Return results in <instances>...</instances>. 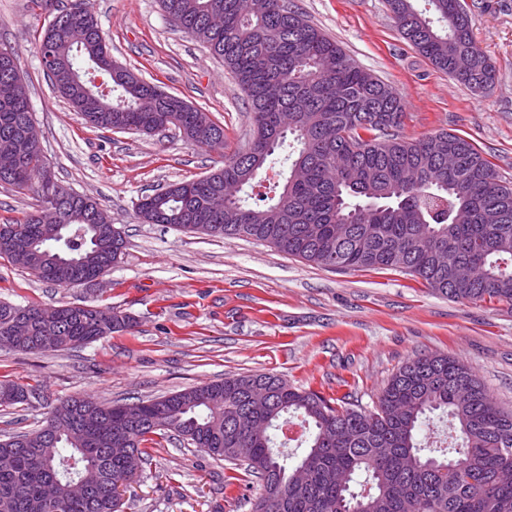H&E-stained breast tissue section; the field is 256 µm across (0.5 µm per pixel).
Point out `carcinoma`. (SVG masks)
Listing matches in <instances>:
<instances>
[{
  "mask_svg": "<svg viewBox=\"0 0 512 512\" xmlns=\"http://www.w3.org/2000/svg\"><path fill=\"white\" fill-rule=\"evenodd\" d=\"M168 19L204 44L235 76L250 104L253 138L224 158L209 178L167 184L136 203L138 219L184 233L246 237L279 252L334 270H396L458 302L512 306V184L502 181L470 140L439 132L420 139L398 133L401 98L358 65L288 0H159ZM386 0L401 36L438 70L453 75L456 59H471V79L493 83L495 70L476 44L462 0ZM60 32L45 30L39 49L58 55L66 70L58 87L92 90V127H145L180 105L183 140L200 149L224 139L194 124L197 109L143 80L94 83L98 63L112 59L106 38L91 24L89 0L57 10ZM16 56L0 57V153L32 117L30 102L14 96ZM284 153L288 175L279 194L255 201L224 198V180L253 186ZM43 150L28 147L0 166V185L34 195L31 212L0 224V256L11 257L1 231L33 240L24 269L36 279L70 288L50 271L108 272L126 247L118 228L89 215L63 226L66 210L95 209L62 196L44 206L39 176ZM35 305L0 302V337L26 326L28 354L67 351L133 327L130 316H97L98 306L65 304L52 323L27 318ZM26 392L0 383V407ZM119 404L72 396L53 407L39 429L0 439V455L16 458L0 472V512H119L118 481L142 471L154 436L172 433L256 478L251 512H512V410L486 391L462 360L416 354L388 379L373 407L292 386L272 373L226 376L164 396L128 402L130 417L112 435H97L86 420H117ZM440 411L456 430L449 446L419 439L427 415ZM312 426L295 465L277 448V432L296 417Z\"/></svg>",
  "mask_w": 512,
  "mask_h": 512,
  "instance_id": "cac0c4a2",
  "label": "carcinoma"
}]
</instances>
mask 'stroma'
Wrapping results in <instances>:
<instances>
[{"mask_svg":"<svg viewBox=\"0 0 512 512\" xmlns=\"http://www.w3.org/2000/svg\"><path fill=\"white\" fill-rule=\"evenodd\" d=\"M465 2L474 39L496 68L483 95L404 40L386 0H292L357 64L397 89L405 105L401 134L462 135L512 182V0ZM91 3L113 58L223 126L224 151L187 145L174 130L90 127L41 67L35 35L51 14L32 10L29 0H0V43L18 55L58 182L97 200L127 239L120 262L90 288L39 282L0 257V301L95 303L136 320L132 332L66 352L0 347V383L28 391L24 402L0 407V436L38 428L50 405L77 393L113 402L259 371L368 406L405 360L424 352L463 360L512 409V306L455 302L400 272L325 269L246 238L140 223L142 194L206 175L223 155L245 149L251 112L234 75L176 28L158 0ZM149 452L122 492L121 512H249L252 485L229 481L227 462L165 437Z\"/></svg>","mask_w":512,"mask_h":512,"instance_id":"obj_1","label":"stroma"}]
</instances>
